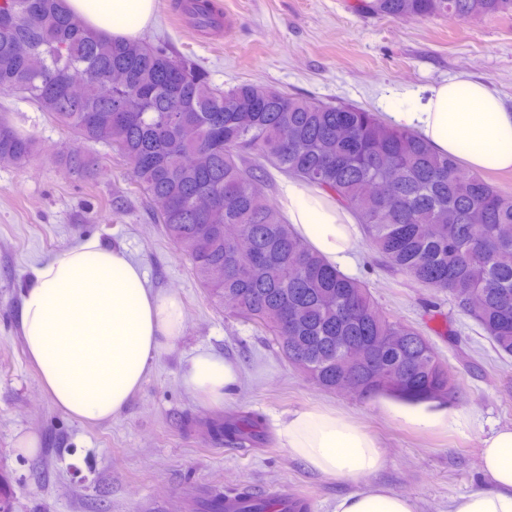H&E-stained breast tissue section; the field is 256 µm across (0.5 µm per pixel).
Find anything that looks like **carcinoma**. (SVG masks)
Here are the masks:
<instances>
[{
    "label": "carcinoma",
    "instance_id": "carcinoma-1",
    "mask_svg": "<svg viewBox=\"0 0 512 512\" xmlns=\"http://www.w3.org/2000/svg\"><path fill=\"white\" fill-rule=\"evenodd\" d=\"M192 24L223 28L210 0H182ZM352 9L379 17L512 15V0H366ZM125 71L130 84L112 83ZM0 93H18L85 142L125 161L134 182L160 204L156 221L186 256L202 288L229 316L273 337L289 363L323 390L349 380L358 395L402 404H454L463 389L416 326L383 314L361 281L307 246L283 210L254 184L274 169L354 212L387 267L448 293L494 352L512 358V194L437 153L415 130L374 112L329 104L264 84L223 89L192 59L162 43L104 38L68 13L65 0H0ZM200 131L179 134L183 121ZM32 136L0 119V162L24 164ZM385 185L382 196L370 191ZM207 194L213 206L195 207ZM233 225L251 244L225 235ZM224 266L216 285L209 269ZM483 295L473 307V290ZM371 336L396 343L346 352ZM209 434L235 448L267 441L256 414L211 422Z\"/></svg>",
    "mask_w": 512,
    "mask_h": 512
}]
</instances>
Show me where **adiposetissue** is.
<instances>
[{
  "mask_svg": "<svg viewBox=\"0 0 512 512\" xmlns=\"http://www.w3.org/2000/svg\"><path fill=\"white\" fill-rule=\"evenodd\" d=\"M92 30L137 40L154 17L156 0H66ZM389 120L416 130L437 151L475 173L512 168V110L478 80L456 76L411 103H394ZM288 221L331 262L350 265L359 245L353 214L319 190L292 180L284 189ZM20 322L25 350L53 404L81 421H108L125 409L163 350L180 339L184 313L178 295L154 291L142 266L119 248L85 238L32 270ZM184 385L202 402L223 406L240 384L233 362L208 351L193 355ZM289 454L313 471L356 484L333 512H418L417 502L370 483L385 465L378 439L348 413L315 406L280 422ZM484 489L454 498L448 512H512V427L483 441Z\"/></svg>",
  "mask_w": 512,
  "mask_h": 512,
  "instance_id": "ef3b65f1",
  "label": "adipose tissue"
}]
</instances>
